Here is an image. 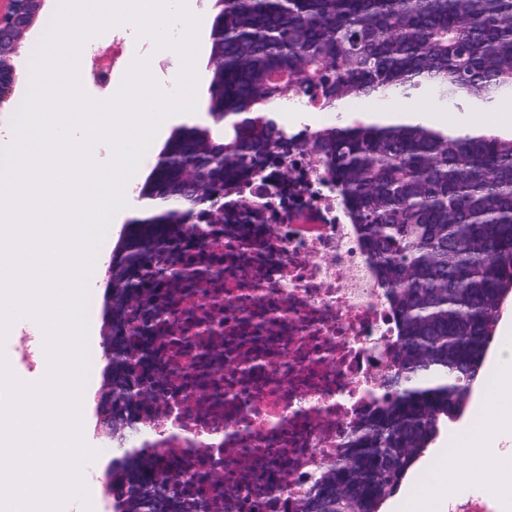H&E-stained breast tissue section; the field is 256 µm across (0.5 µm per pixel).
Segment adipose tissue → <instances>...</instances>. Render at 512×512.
I'll use <instances>...</instances> for the list:
<instances>
[{
	"mask_svg": "<svg viewBox=\"0 0 512 512\" xmlns=\"http://www.w3.org/2000/svg\"><path fill=\"white\" fill-rule=\"evenodd\" d=\"M496 361L495 385L483 394L484 425L456 434L437 465L433 485L414 500V512H447L449 500L463 482L481 489L488 474L512 472V452L499 446L502 425L512 421V336H505Z\"/></svg>",
	"mask_w": 512,
	"mask_h": 512,
	"instance_id": "ef3b65f1",
	"label": "adipose tissue"
}]
</instances>
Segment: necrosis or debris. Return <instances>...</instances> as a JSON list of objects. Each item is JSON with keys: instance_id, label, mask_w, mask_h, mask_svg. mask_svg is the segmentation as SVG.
Wrapping results in <instances>:
<instances>
[{"instance_id": "1", "label": "necrosis or debris", "mask_w": 512, "mask_h": 512, "mask_svg": "<svg viewBox=\"0 0 512 512\" xmlns=\"http://www.w3.org/2000/svg\"><path fill=\"white\" fill-rule=\"evenodd\" d=\"M292 161L291 173L270 166L263 186L226 199L217 239H183L198 274L179 310L184 339L160 355L183 381L164 418L132 435L133 447L156 449V468L217 472L238 488L212 497V512H291L396 341L340 197L307 148ZM201 385L215 403L196 419Z\"/></svg>"}]
</instances>
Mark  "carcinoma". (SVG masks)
Listing matches in <instances>:
<instances>
[{
    "label": "carcinoma",
    "instance_id": "1",
    "mask_svg": "<svg viewBox=\"0 0 512 512\" xmlns=\"http://www.w3.org/2000/svg\"><path fill=\"white\" fill-rule=\"evenodd\" d=\"M221 26L211 46L216 111L175 130L112 256L103 415L124 425L110 462L112 512H194L182 471L152 469L154 448L123 451L142 411L162 409L153 389L175 385L143 371L147 344L163 342L132 316L174 302L160 287L169 280L162 261L216 194L288 161L299 142L281 113L305 97L348 113L310 131L308 143L389 290L397 340L378 393L296 512H381L464 413L512 296V133L349 113L423 89L444 109L512 97V0H222Z\"/></svg>",
    "mask_w": 512,
    "mask_h": 512
}]
</instances>
